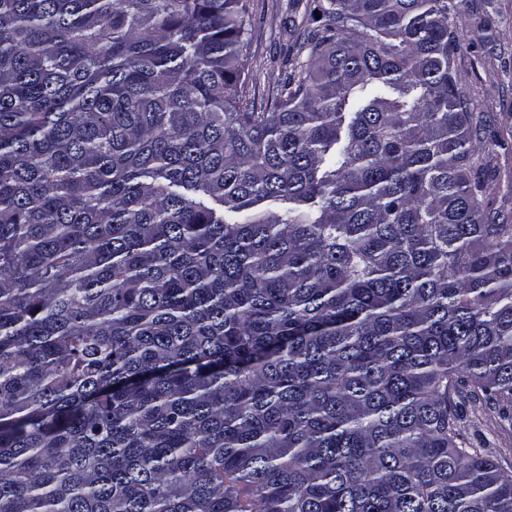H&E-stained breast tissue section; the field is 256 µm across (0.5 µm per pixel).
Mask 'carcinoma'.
Instances as JSON below:
<instances>
[{
    "instance_id": "carcinoma-1",
    "label": "carcinoma",
    "mask_w": 512,
    "mask_h": 512,
    "mask_svg": "<svg viewBox=\"0 0 512 512\" xmlns=\"http://www.w3.org/2000/svg\"><path fill=\"white\" fill-rule=\"evenodd\" d=\"M0 0V512H512V224L457 0ZM321 18H316V15ZM293 0H255L252 31L244 52L249 57L255 91L248 95L257 110H273L272 88L282 70V62L298 51V34L307 25L303 7L294 12ZM459 402V425L467 443L512 471V431L501 427L497 411L483 399L464 397Z\"/></svg>"
}]
</instances>
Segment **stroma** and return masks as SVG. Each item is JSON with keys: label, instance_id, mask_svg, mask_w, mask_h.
Returning a JSON list of instances; mask_svg holds the SVG:
<instances>
[{"label": "stroma", "instance_id": "stroma-1", "mask_svg": "<svg viewBox=\"0 0 512 512\" xmlns=\"http://www.w3.org/2000/svg\"><path fill=\"white\" fill-rule=\"evenodd\" d=\"M293 0H255L252 31L245 46L253 74L249 103L272 110V89L285 59L298 51L302 13ZM460 35L454 69L471 112L485 118L483 149L492 150L489 171L492 210L512 221V0H461L452 15ZM460 428L471 447L492 455L512 471V431L485 400H460Z\"/></svg>", "mask_w": 512, "mask_h": 512}]
</instances>
